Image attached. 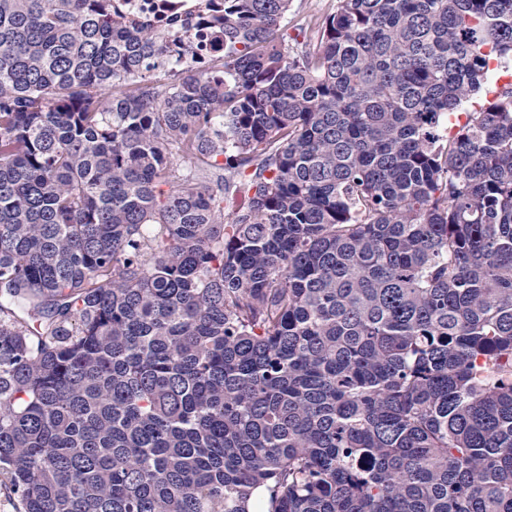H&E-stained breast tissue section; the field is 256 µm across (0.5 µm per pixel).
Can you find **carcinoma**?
<instances>
[{
  "label": "carcinoma",
  "instance_id": "obj_1",
  "mask_svg": "<svg viewBox=\"0 0 512 512\" xmlns=\"http://www.w3.org/2000/svg\"><path fill=\"white\" fill-rule=\"evenodd\" d=\"M290 2L153 91L112 0H0L24 512H512V0H335L293 54Z\"/></svg>",
  "mask_w": 512,
  "mask_h": 512
}]
</instances>
